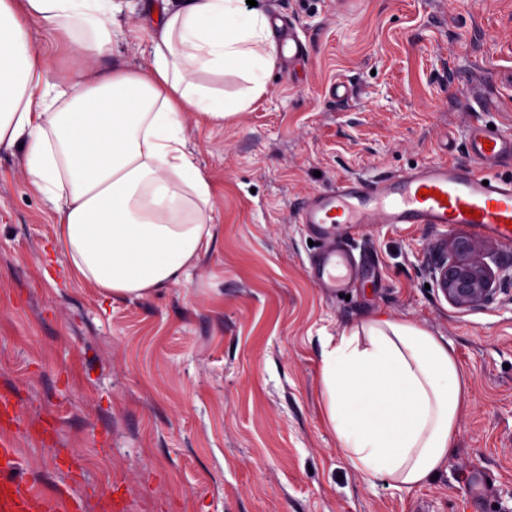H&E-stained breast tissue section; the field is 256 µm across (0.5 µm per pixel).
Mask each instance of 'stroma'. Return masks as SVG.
I'll return each mask as SVG.
<instances>
[{
    "label": "stroma",
    "mask_w": 512,
    "mask_h": 512,
    "mask_svg": "<svg viewBox=\"0 0 512 512\" xmlns=\"http://www.w3.org/2000/svg\"><path fill=\"white\" fill-rule=\"evenodd\" d=\"M307 47L268 92L216 125L189 115L187 149L212 185L214 240L187 281L106 298L57 261L58 215L0 148V391L17 419L19 474L65 487L83 512H512V274L490 300L448 303L432 284L462 229L376 224L350 243L373 256L348 294L308 275L312 192L431 161L469 162L466 130L512 131V0H256ZM162 0H120L102 62L149 61ZM50 81L80 64L32 26ZM486 74L490 100L465 101ZM346 85L348 102L330 98ZM448 339L467 401L454 448L426 485L366 482L328 428L321 357L371 319Z\"/></svg>",
    "instance_id": "stroma-1"
}]
</instances>
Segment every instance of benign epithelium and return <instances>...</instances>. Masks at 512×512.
<instances>
[{"label": "benign epithelium", "instance_id": "1", "mask_svg": "<svg viewBox=\"0 0 512 512\" xmlns=\"http://www.w3.org/2000/svg\"><path fill=\"white\" fill-rule=\"evenodd\" d=\"M448 254L438 258L435 280L448 302L470 308L493 294L495 274L483 261L486 247L467 238H450Z\"/></svg>", "mask_w": 512, "mask_h": 512}]
</instances>
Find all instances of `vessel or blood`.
I'll use <instances>...</instances> for the list:
<instances>
[{"mask_svg":"<svg viewBox=\"0 0 512 512\" xmlns=\"http://www.w3.org/2000/svg\"><path fill=\"white\" fill-rule=\"evenodd\" d=\"M278 48L287 64L301 60L304 48L293 28H282ZM470 163L437 161L381 180L348 178L311 193L297 211L326 247L313 259L310 277L329 294L352 287L359 267L343 247L344 238L366 224L463 225L478 239L512 245V180L495 170L512 167V132L467 129ZM16 454L0 444V512H58L61 496L30 493L16 476Z\"/></svg>","mask_w":512,"mask_h":512,"instance_id":"vessel-or-blood-1","label":"vessel or blood"}]
</instances>
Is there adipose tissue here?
Returning <instances> with one entry per match:
<instances>
[{"label": "adipose tissue", "mask_w": 512, "mask_h": 512, "mask_svg": "<svg viewBox=\"0 0 512 512\" xmlns=\"http://www.w3.org/2000/svg\"><path fill=\"white\" fill-rule=\"evenodd\" d=\"M243 0H164L150 62L102 67L115 0H0V147L22 145L31 186L58 213L72 275L107 297L182 283L210 247V182L186 150L188 114L220 124L267 91L277 62L270 21ZM62 34L81 61L48 80L31 24ZM243 86L224 91L225 74ZM325 419L349 466L413 489L455 445L467 384L451 344L377 319L322 357Z\"/></svg>", "instance_id": "adipose-tissue-1"}]
</instances>
